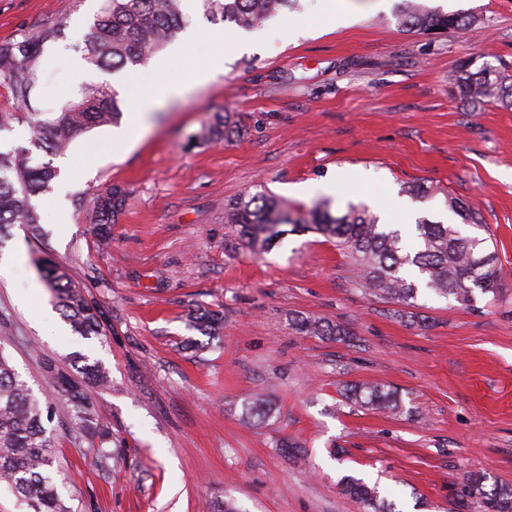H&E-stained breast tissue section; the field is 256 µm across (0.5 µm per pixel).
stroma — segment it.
Returning a JSON list of instances; mask_svg holds the SVG:
<instances>
[{
  "label": "stroma",
  "instance_id": "obj_1",
  "mask_svg": "<svg viewBox=\"0 0 512 512\" xmlns=\"http://www.w3.org/2000/svg\"><path fill=\"white\" fill-rule=\"evenodd\" d=\"M357 20L330 23L321 0H299L254 28L194 14V51L224 53V70L192 86L176 59L158 75L189 85L155 108L151 125L126 149L113 129L73 140L62 157L80 169L64 195L33 203L42 234L12 225L0 259V350L35 393L47 384L42 361L79 352L101 360L110 388L91 389L97 417L119 457L96 463L73 443L68 408L55 403V465L68 476L72 512H205L232 497L242 512H362L336 483L353 474L378 484L398 512H457L453 484L466 471L512 486V109L463 99L455 76L464 62L512 77V0H425L472 18L468 30L412 32L399 24L403 0L370 11L345 0ZM101 0H0V41L21 37L47 17L67 21L32 101L58 109L81 81L119 74L73 66ZM237 113L246 132L202 144L195 136L214 113ZM348 183L323 191L336 172ZM432 194L413 198L404 184ZM118 185L126 207L108 237L97 234L92 198ZM276 196L291 207L332 199L362 203L389 224L418 218L460 223L445 205L455 196L478 209L498 255L505 289L476 294L472 306L421 292L415 307L365 293L335 238L285 235L254 256L224 209L244 194ZM61 263L109 315L107 341L86 340L39 320L54 294L37 261ZM38 287L20 306L18 293ZM199 309L220 312L209 338L189 324ZM347 329L335 340L299 333L296 318ZM386 382L406 407L381 413L346 402L343 385ZM275 405L257 425L245 407ZM294 438L299 461L276 446Z\"/></svg>",
  "mask_w": 512,
  "mask_h": 512
}]
</instances>
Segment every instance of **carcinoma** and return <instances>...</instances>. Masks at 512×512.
<instances>
[{
  "label": "carcinoma",
  "mask_w": 512,
  "mask_h": 512,
  "mask_svg": "<svg viewBox=\"0 0 512 512\" xmlns=\"http://www.w3.org/2000/svg\"><path fill=\"white\" fill-rule=\"evenodd\" d=\"M203 17L214 23H232L253 29L297 0H196ZM186 0H103L94 23L85 35L83 59L100 71L118 72L144 66L166 43L190 24ZM402 27L415 31L465 30L473 21L445 14L414 0H406L400 14ZM64 23L45 20L37 30L0 42V87L8 89L18 107H29L33 91L43 76L46 48L62 38ZM495 70L483 66L460 67L456 83L462 96L478 102L496 98L512 107V84L507 78H491ZM121 100L107 83L86 82L60 112L0 111V130L13 122H25L31 131L33 149L0 151V235L12 224H25L31 233L39 230V217L32 197L48 190L57 177L53 158L66 152L70 143L96 127L117 123L122 116ZM243 132L241 121L230 113H214L196 135L202 142L230 141ZM50 157L33 162L32 150ZM127 192L113 186L94 196V223L108 233L124 210ZM448 209L464 222L483 227L481 214L469 204L448 197ZM227 224L239 227L242 245L256 254L272 249L284 234L282 226L302 224L336 238L359 270V285L394 303L411 306L419 290L451 298L462 306L474 300L475 290L498 297L503 292L501 272L488 251V239L464 237L457 225L421 217L410 235L397 224H382L366 205L349 204L340 215L332 213L330 200L322 199L306 212H294L281 200L265 193L247 194L224 211ZM40 269L52 288L63 317L72 331L85 339L106 335L104 313L86 291L76 285L64 268L49 260ZM194 329L216 334L219 318L209 311L192 317ZM298 331L313 336L339 339L347 331L339 324L320 318L295 321ZM44 377L57 400L70 409L72 438L87 441L100 459L112 457L109 432L92 410L87 390L106 389L112 379L98 359L83 354L42 362ZM352 403L377 411L399 413L402 395L385 383L353 384L345 389ZM50 400L34 395L27 380L0 351V484L11 491L29 512H71L54 470L53 435L44 423L51 414ZM342 494L363 506L365 512H396L394 504L380 496L377 485L350 474L338 481ZM457 496L467 512H512V487L487 485L477 472H465L457 480Z\"/></svg>",
  "instance_id": "1"
}]
</instances>
